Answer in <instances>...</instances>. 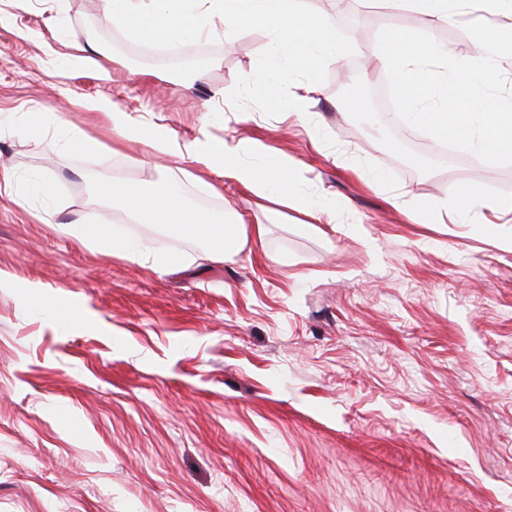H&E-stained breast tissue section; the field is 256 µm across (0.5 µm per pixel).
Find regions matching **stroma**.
<instances>
[{
	"label": "stroma",
	"instance_id": "obj_1",
	"mask_svg": "<svg viewBox=\"0 0 512 512\" xmlns=\"http://www.w3.org/2000/svg\"><path fill=\"white\" fill-rule=\"evenodd\" d=\"M308 3L355 53L300 122L228 100L264 32L212 28L200 66L172 70L131 55L106 0H0V168L26 195L0 204V512H512V213L495 209L512 165L440 158L364 95L387 76L381 28L437 30L470 60V15ZM76 46L92 66L65 65ZM102 99L180 141L286 155L296 192L263 201L189 159L113 153ZM67 124L99 150L62 144ZM157 163L200 212L267 225L263 245L217 258L99 194ZM467 184L483 205L427 223ZM83 224L177 260L131 263Z\"/></svg>",
	"mask_w": 512,
	"mask_h": 512
}]
</instances>
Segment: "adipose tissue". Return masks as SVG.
<instances>
[{"label": "adipose tissue", "mask_w": 512, "mask_h": 512, "mask_svg": "<svg viewBox=\"0 0 512 512\" xmlns=\"http://www.w3.org/2000/svg\"><path fill=\"white\" fill-rule=\"evenodd\" d=\"M94 108L111 123L118 143L138 142L163 154L196 160L206 170L222 172L225 178L263 199L288 198L294 193V164L284 155L263 154L251 143H229L205 135L179 142L173 140L164 128L140 123L110 101L95 102ZM149 180L156 183L155 191H147L144 185L137 184L106 185L102 192L112 196L134 216L186 230L197 228L201 234L216 241L217 251L224 257L239 253L247 243L263 242L265 225L241 222L224 226L212 224L208 218L183 203L181 186L177 181L162 179L157 170L150 173Z\"/></svg>", "instance_id": "adipose-tissue-1"}]
</instances>
